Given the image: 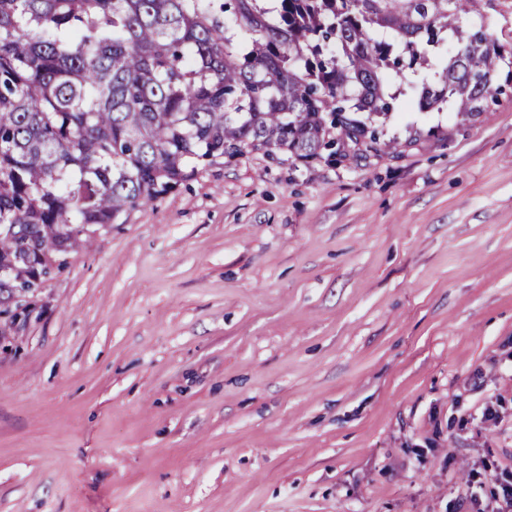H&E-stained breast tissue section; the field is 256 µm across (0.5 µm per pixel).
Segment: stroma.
I'll return each mask as SVG.
<instances>
[{"label": "stroma", "mask_w": 512, "mask_h": 512, "mask_svg": "<svg viewBox=\"0 0 512 512\" xmlns=\"http://www.w3.org/2000/svg\"><path fill=\"white\" fill-rule=\"evenodd\" d=\"M429 75L380 144L199 166L44 279L0 324V512H491L512 95L420 112Z\"/></svg>", "instance_id": "1"}]
</instances>
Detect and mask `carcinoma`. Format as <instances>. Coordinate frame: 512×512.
Wrapping results in <instances>:
<instances>
[{
	"mask_svg": "<svg viewBox=\"0 0 512 512\" xmlns=\"http://www.w3.org/2000/svg\"><path fill=\"white\" fill-rule=\"evenodd\" d=\"M0 0V318L121 214L247 151L315 159L395 111L383 82L439 60L416 104L485 111L512 56L480 0Z\"/></svg>",
	"mask_w": 512,
	"mask_h": 512,
	"instance_id": "carcinoma-1",
	"label": "carcinoma"
}]
</instances>
